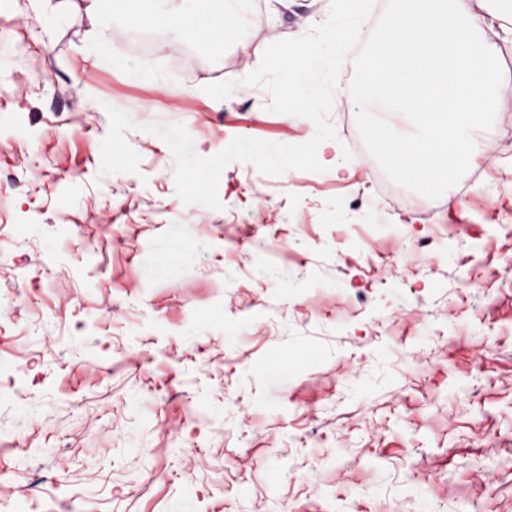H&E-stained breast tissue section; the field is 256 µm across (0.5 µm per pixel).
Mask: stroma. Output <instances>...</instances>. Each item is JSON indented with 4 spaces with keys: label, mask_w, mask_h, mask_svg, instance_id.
<instances>
[{
    "label": "stroma",
    "mask_w": 512,
    "mask_h": 512,
    "mask_svg": "<svg viewBox=\"0 0 512 512\" xmlns=\"http://www.w3.org/2000/svg\"><path fill=\"white\" fill-rule=\"evenodd\" d=\"M329 7L232 0L218 45L208 0H160L196 39L0 0V512H512V90L436 200L368 153L349 61L323 172L230 164L218 210L142 130L307 142L239 79ZM110 105L138 173L101 172Z\"/></svg>",
    "instance_id": "35a3bbf8"
}]
</instances>
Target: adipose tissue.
<instances>
[{"mask_svg": "<svg viewBox=\"0 0 512 512\" xmlns=\"http://www.w3.org/2000/svg\"><path fill=\"white\" fill-rule=\"evenodd\" d=\"M486 3L403 0L367 58V91L389 111L409 113L417 128L376 145L402 176L431 189L450 184L479 153L462 131L478 126L487 106L512 87L497 70L498 39L512 36V13L487 11Z\"/></svg>", "mask_w": 512, "mask_h": 512, "instance_id": "obj_1", "label": "adipose tissue"}]
</instances>
